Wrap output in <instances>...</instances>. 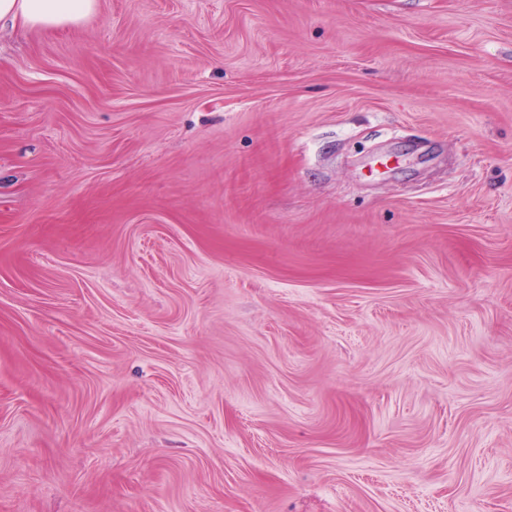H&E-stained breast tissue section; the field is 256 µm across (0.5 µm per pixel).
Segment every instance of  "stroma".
<instances>
[{"instance_id":"1","label":"stroma","mask_w":512,"mask_h":512,"mask_svg":"<svg viewBox=\"0 0 512 512\" xmlns=\"http://www.w3.org/2000/svg\"><path fill=\"white\" fill-rule=\"evenodd\" d=\"M0 512H512V0L0 32Z\"/></svg>"}]
</instances>
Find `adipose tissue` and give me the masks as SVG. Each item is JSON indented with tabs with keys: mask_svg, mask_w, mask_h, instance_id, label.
Returning <instances> with one entry per match:
<instances>
[{
	"mask_svg": "<svg viewBox=\"0 0 512 512\" xmlns=\"http://www.w3.org/2000/svg\"><path fill=\"white\" fill-rule=\"evenodd\" d=\"M95 6V0H0V27L54 28L79 23Z\"/></svg>",
	"mask_w": 512,
	"mask_h": 512,
	"instance_id": "1",
	"label": "adipose tissue"
}]
</instances>
